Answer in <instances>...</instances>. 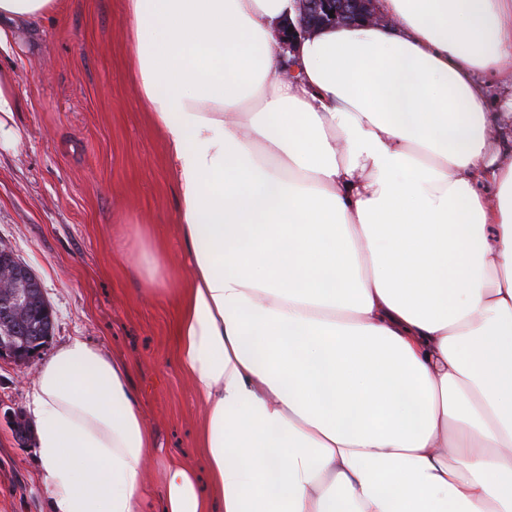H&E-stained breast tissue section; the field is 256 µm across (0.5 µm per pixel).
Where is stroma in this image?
Masks as SVG:
<instances>
[{
    "instance_id": "obj_1",
    "label": "stroma",
    "mask_w": 512,
    "mask_h": 512,
    "mask_svg": "<svg viewBox=\"0 0 512 512\" xmlns=\"http://www.w3.org/2000/svg\"><path fill=\"white\" fill-rule=\"evenodd\" d=\"M127 0H66L16 23L0 44V248L40 281L53 330L124 361L155 446L140 476L158 488L167 459L198 463L204 409L176 361L174 296L191 265L162 133L139 99ZM170 295L146 294L152 274ZM38 360H0V512H44L47 488L26 413ZM24 440H17L16 431Z\"/></svg>"
}]
</instances>
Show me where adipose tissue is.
Returning <instances> with one entry per match:
<instances>
[{
  "label": "adipose tissue",
  "mask_w": 512,
  "mask_h": 512,
  "mask_svg": "<svg viewBox=\"0 0 512 512\" xmlns=\"http://www.w3.org/2000/svg\"><path fill=\"white\" fill-rule=\"evenodd\" d=\"M276 72L294 0H130L193 256L178 361L202 465L75 338L28 411L48 512H512V0H377ZM208 474L198 486V469Z\"/></svg>",
  "instance_id": "1"
}]
</instances>
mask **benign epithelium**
Segmentation results:
<instances>
[{
	"label": "benign epithelium",
	"mask_w": 512,
	"mask_h": 512,
	"mask_svg": "<svg viewBox=\"0 0 512 512\" xmlns=\"http://www.w3.org/2000/svg\"><path fill=\"white\" fill-rule=\"evenodd\" d=\"M296 22L288 23L292 31L282 32V48L290 51L296 41L325 24L355 23L358 21L386 25L391 20L379 15L375 0H294ZM32 282L31 270L22 263L0 267V322L7 323L16 312L25 309L26 287Z\"/></svg>",
	"instance_id": "1"
}]
</instances>
